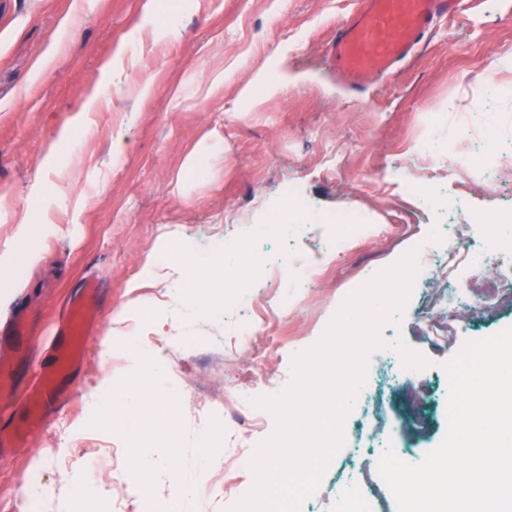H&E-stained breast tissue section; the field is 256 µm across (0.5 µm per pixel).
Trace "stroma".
I'll return each mask as SVG.
<instances>
[{
    "label": "stroma",
    "instance_id": "35a3bbf8",
    "mask_svg": "<svg viewBox=\"0 0 512 512\" xmlns=\"http://www.w3.org/2000/svg\"><path fill=\"white\" fill-rule=\"evenodd\" d=\"M147 2L0 0V257L23 244L22 225L44 226L25 243L32 260L0 273V352L14 350L21 367L15 395L0 396L1 418L23 425L19 396L36 375L30 353L49 361L67 302L82 297L86 278L101 285L84 362L64 385L73 401L20 453L0 456V512H14L25 474L43 487L34 512H60L75 472L98 455L108 460L95 477L105 492L99 512H147L127 471L124 441L88 425L107 379L128 372L131 355L119 341L146 336L141 350L166 363L196 438L210 416L224 414L220 403L200 407L191 390L207 382L214 350L236 360L226 370V388L247 384L248 369L263 367L271 382L260 391L274 393L289 382L293 355L320 338L348 294L418 245L432 225L447 223L449 202H457L476 237L493 210L512 212V168L493 192L466 163L472 148L489 154L512 144V0H461L393 75L359 92L338 82L328 49L362 0H160L162 12L179 14L173 43L153 37ZM117 58L124 77L116 86L103 72ZM277 59L294 84L245 108L242 89ZM219 79L224 89L212 93ZM92 96L99 103L87 116L92 135L60 142ZM461 130L466 137L459 142L454 135ZM119 134L125 148L116 159L112 138ZM424 140L432 152L422 161L414 151ZM50 154L55 162L47 168ZM290 186L303 212H290L283 194ZM276 205L283 216L274 223L266 215ZM346 209L379 230L352 238L349 247L327 248L329 235L351 237L346 226L324 224ZM227 234L244 251L264 240L270 263L289 242L296 246L292 258L324 268L316 287L288 311L258 304L274 349L238 336L233 304L203 320L185 315L173 282L186 273L153 263L168 238L189 246L193 265ZM466 276L461 270L414 289L401 325L382 331L387 348L370 360L367 385L400 419L393 343L404 339L431 362L425 432L401 427L389 436L414 463L447 431L444 362L465 341L512 326V305L494 307L476 321L456 318L447 342L434 343L425 315L455 300ZM119 311L121 333L108 336ZM18 315L30 322L31 335L12 334ZM44 448L53 456H41ZM342 476L367 482L371 493L385 495L384 512H397L371 450L353 460L337 453L335 468L310 497V512H352L333 504Z\"/></svg>",
    "mask_w": 512,
    "mask_h": 512
}]
</instances>
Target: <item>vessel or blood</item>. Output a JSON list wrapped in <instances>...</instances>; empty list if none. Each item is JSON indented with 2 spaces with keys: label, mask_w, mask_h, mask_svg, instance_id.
<instances>
[{
  "label": "vessel or blood",
  "mask_w": 512,
  "mask_h": 512,
  "mask_svg": "<svg viewBox=\"0 0 512 512\" xmlns=\"http://www.w3.org/2000/svg\"><path fill=\"white\" fill-rule=\"evenodd\" d=\"M460 0H365V7L340 26L330 47L343 82L362 90L373 77L391 75L426 33L457 11ZM91 321L83 306L72 307L59 328L49 365L42 367L26 393L27 424H46L62 397L61 382L80 364Z\"/></svg>",
  "instance_id": "1"
}]
</instances>
